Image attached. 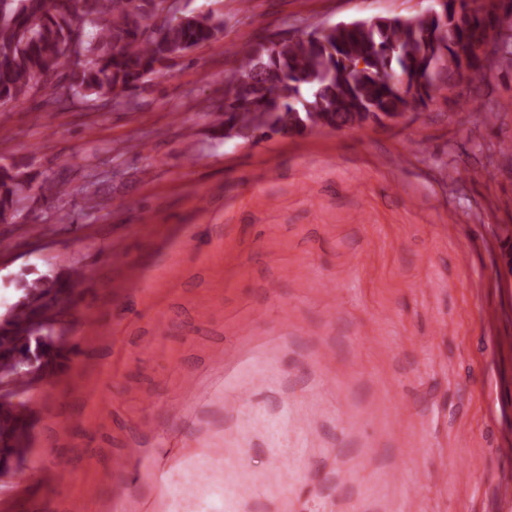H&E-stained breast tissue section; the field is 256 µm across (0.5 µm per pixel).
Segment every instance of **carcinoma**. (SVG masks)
Returning <instances> with one entry per match:
<instances>
[{
  "label": "carcinoma",
  "mask_w": 512,
  "mask_h": 512,
  "mask_svg": "<svg viewBox=\"0 0 512 512\" xmlns=\"http://www.w3.org/2000/svg\"><path fill=\"white\" fill-rule=\"evenodd\" d=\"M156 0H0V112L40 93L56 108L77 99L103 106L129 103L133 90L165 61L212 44L223 33L215 14H187L157 23ZM512 34V0L471 5L447 0L445 9L377 17L367 26L334 25L316 38L303 32L244 45L239 67L224 89L219 126L233 136H300L307 126L342 128L363 119L391 120L428 105L441 70L471 86L486 63L462 57L486 27ZM48 198L65 185L19 166H0V223L15 219L21 196ZM78 271L21 281V300L0 330V361L14 370L15 389L30 385L28 362L47 355L43 337L21 343L12 333L37 318L53 327ZM32 413L0 408V467L11 463V439Z\"/></svg>",
  "instance_id": "1"
}]
</instances>
